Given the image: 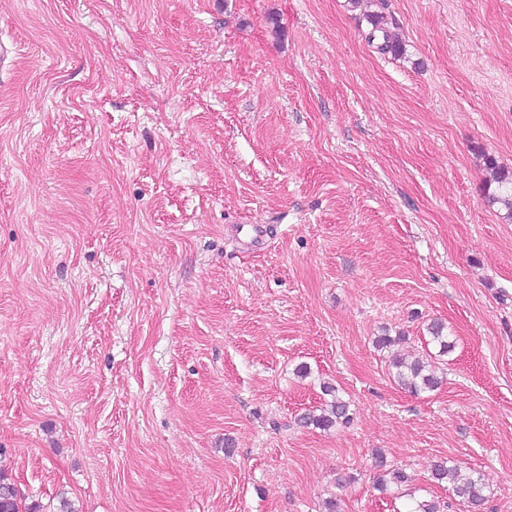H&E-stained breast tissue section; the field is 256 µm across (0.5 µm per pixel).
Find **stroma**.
I'll list each match as a JSON object with an SVG mask.
<instances>
[{
    "mask_svg": "<svg viewBox=\"0 0 512 512\" xmlns=\"http://www.w3.org/2000/svg\"><path fill=\"white\" fill-rule=\"evenodd\" d=\"M373 9L0 0V472L24 504L396 512L387 466L465 512L448 459L512 512V221L480 158L512 170V0H385L399 58ZM395 353L442 384L402 389ZM326 381L350 422L301 426ZM369 21L372 25V30L369 32L367 38L369 42H374L377 37L382 39L381 44L378 46V49L383 52H390L395 56H400L402 54L401 46L395 42L387 27V22H385V17L382 14H373L370 15Z\"/></svg>",
    "mask_w": 512,
    "mask_h": 512,
    "instance_id": "35a3bbf8",
    "label": "stroma"
}]
</instances>
